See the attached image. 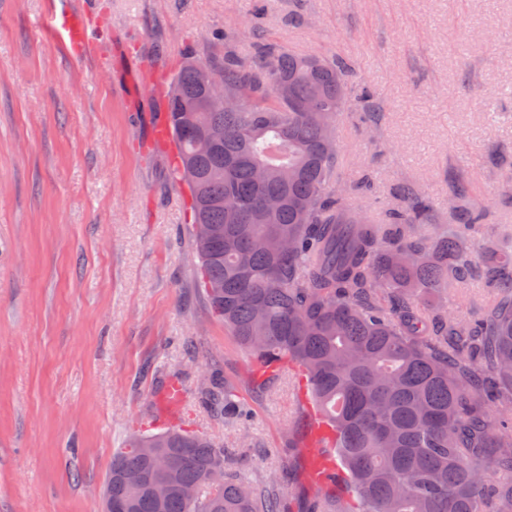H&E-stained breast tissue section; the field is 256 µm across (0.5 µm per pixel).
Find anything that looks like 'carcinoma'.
I'll list each match as a JSON object with an SVG mask.
<instances>
[{
  "label": "carcinoma",
  "instance_id": "obj_1",
  "mask_svg": "<svg viewBox=\"0 0 512 512\" xmlns=\"http://www.w3.org/2000/svg\"><path fill=\"white\" fill-rule=\"evenodd\" d=\"M351 65L261 44L250 57L224 36V63L186 59L166 98L175 180L192 201L213 314L262 365L296 361L337 432L358 512H512V247L484 256L495 298L475 322L435 293L464 281V242L440 232L412 188L379 224L344 202L330 135L349 103ZM290 94H277V86ZM224 94L239 98L224 106ZM462 224H479L466 185ZM201 403L241 409L211 372ZM226 451L179 429L128 438L106 486L115 512H272L270 496L229 474ZM499 475L486 489V471Z\"/></svg>",
  "mask_w": 512,
  "mask_h": 512
}]
</instances>
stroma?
Wrapping results in <instances>:
<instances>
[{
    "instance_id": "stroma-1",
    "label": "stroma",
    "mask_w": 512,
    "mask_h": 512,
    "mask_svg": "<svg viewBox=\"0 0 512 512\" xmlns=\"http://www.w3.org/2000/svg\"><path fill=\"white\" fill-rule=\"evenodd\" d=\"M78 0H0V512H102L112 455L129 435L182 425L276 480L284 512L327 498L308 475L298 369L260 382L254 358L212 313L198 279L186 188L155 129L193 54L257 43L340 56L352 100L376 120L336 121L337 178L352 208L382 217L423 195L441 223L463 181L484 223L474 249L512 230V0H95L97 37L69 59L46 32ZM481 264L449 289L470 317L491 300ZM216 368L248 417L229 426L198 400ZM182 398L165 407L166 383Z\"/></svg>"
}]
</instances>
